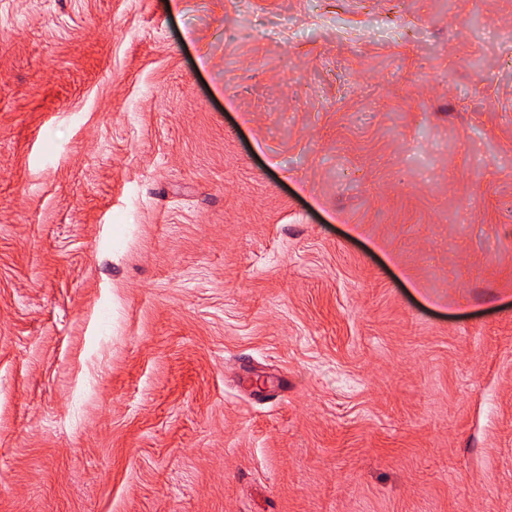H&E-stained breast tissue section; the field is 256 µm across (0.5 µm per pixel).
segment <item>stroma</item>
I'll return each instance as SVG.
<instances>
[{"label":"stroma","instance_id":"35a3bbf8","mask_svg":"<svg viewBox=\"0 0 512 512\" xmlns=\"http://www.w3.org/2000/svg\"><path fill=\"white\" fill-rule=\"evenodd\" d=\"M0 0V512H512V0Z\"/></svg>","mask_w":512,"mask_h":512}]
</instances>
